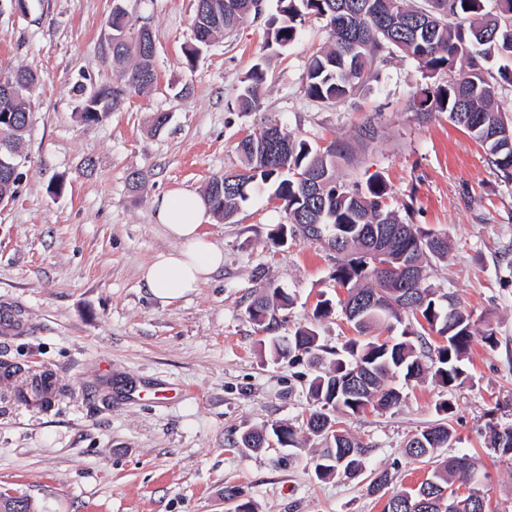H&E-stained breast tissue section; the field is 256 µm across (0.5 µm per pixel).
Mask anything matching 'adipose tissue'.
Masks as SVG:
<instances>
[{
	"mask_svg": "<svg viewBox=\"0 0 512 512\" xmlns=\"http://www.w3.org/2000/svg\"><path fill=\"white\" fill-rule=\"evenodd\" d=\"M155 218L173 238V249L157 253L142 270L151 295L171 303L194 292L224 265V250L202 231L209 208L196 192L177 189L157 198Z\"/></svg>",
	"mask_w": 512,
	"mask_h": 512,
	"instance_id": "obj_1",
	"label": "adipose tissue"
}]
</instances>
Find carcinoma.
<instances>
[{"label":"carcinoma","instance_id":"1","mask_svg":"<svg viewBox=\"0 0 512 512\" xmlns=\"http://www.w3.org/2000/svg\"><path fill=\"white\" fill-rule=\"evenodd\" d=\"M365 2L278 0L276 12L266 20V43L271 47L286 46L309 18L325 22L331 47L309 60L303 92L308 99L327 106L339 104L365 87L370 79L369 66L380 52H398L417 60L433 77L448 74L447 81L422 90L414 103L418 114H448L451 122L485 147L489 163L502 177L512 180V122L501 112L498 86L488 79L484 66L494 56H512V0H493L489 10L485 9L486 0H422L419 4L413 0H373L378 5L373 17L343 28L330 26L333 11L344 6L354 13L362 10ZM256 11V0H195L194 39L200 44L199 34L203 32L212 38L230 33L256 16ZM133 30L134 26H129L130 37L124 43L117 44L109 38L116 82L91 89L83 83L73 87L80 99L93 94L98 102L96 111L79 113L82 122H103L110 113L120 110L131 94L156 83L154 60ZM460 57L465 58L466 66L454 76L452 72ZM0 79L19 88V93L9 97L0 90V115L8 114L13 120L6 133H0L1 155L12 149L22 150L31 123L30 96L37 77L28 70L17 69L0 73ZM241 83L237 110L260 111L267 92L263 64L254 63ZM380 134L379 124L368 119L355 127L351 138L335 140L322 152L282 129L274 137L267 125L238 143L243 167L212 179L205 190L211 213L226 220L249 200L256 186H267L271 195L280 200L290 223L306 238L318 239L314 229L323 232L328 226L335 227L341 235L342 241L336 244L340 255L332 272L333 280L346 288L349 299L366 301L367 308L361 321L352 322L358 337L343 345L336 353L333 367L315 377L309 388L315 410L309 414L306 427L324 444L315 463L319 476L341 472L350 477L362 469L364 446L346 429L332 435L328 431L341 416H354L369 407L390 409L400 404L401 391L391 384L395 373H403L404 381L409 382L431 367L434 380L452 388L468 376V354L475 336L490 347L498 343L493 327H479L457 297L432 284L427 275L423 287L415 289L419 305L396 311L391 304L394 273L380 271L366 261L372 245L367 229H414V225L389 209L386 182L372 181L363 188L336 182V162L352 161V142L373 141ZM295 171L308 175L316 182V188L306 189L293 178ZM391 248L397 256L407 253V258L424 272L431 262L448 259L447 238L433 232L419 233L406 240L397 238ZM265 289L272 290L276 302L261 296L251 303L248 315L258 324L275 322L278 308L289 302L280 289L269 285ZM397 325L402 330L391 346L378 343L376 330L383 327L391 331ZM433 333L445 336L446 343L433 345ZM318 341L317 331L304 327L286 341L271 339L269 348L276 357L291 360L299 352L318 349ZM351 362L363 374L357 384L346 381ZM436 411L448 414L446 421L420 431L417 436L422 441L411 438L405 446V454L414 460H435L432 471L417 489L392 491L384 512H489L488 500L479 488L481 478L487 479L489 475L478 472L476 461L468 455L436 459L439 449L462 443L451 424V403L440 402ZM279 429L278 433L272 432L279 445L297 447L296 430L289 424H281ZM488 447L499 457L512 460V425L491 429ZM462 484L469 485L470 492L461 497L453 495V487ZM0 512H31V503L1 492Z\"/></svg>","mask_w":512,"mask_h":512}]
</instances>
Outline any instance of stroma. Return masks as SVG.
<instances>
[{
    "instance_id": "1",
    "label": "stroma",
    "mask_w": 512,
    "mask_h": 512,
    "mask_svg": "<svg viewBox=\"0 0 512 512\" xmlns=\"http://www.w3.org/2000/svg\"><path fill=\"white\" fill-rule=\"evenodd\" d=\"M123 5L152 32L157 81L86 125L72 88L115 80L105 26L113 0H27L23 11L0 0V72L25 67L38 78L20 185L0 207V308L24 324L0 337V362L48 371L57 388L47 409L0 399V490L27 496L36 512H236L242 502L253 512H382L373 473L388 471L394 489L425 480L431 463L411 461L404 445L438 422L435 405L448 398L463 439L452 451L482 459L491 507L512 512V463L485 446L491 426L512 423V181L447 115L412 111L433 78L418 61L384 53L363 90L328 108L302 92L311 56L329 43L322 20L272 48L264 19L247 20L189 67L195 0ZM257 62L267 94L261 111L246 115L235 101ZM157 112L170 116L159 130ZM367 118L382 133L356 145L339 181L382 179L391 208L447 235L448 259L429 267L430 280L489 322L498 344L474 342L469 376L453 389L430 377L396 379L398 407L344 420L368 448L362 472L319 477L321 442L302 426L309 385L355 334L342 311L346 292L331 278L335 253L298 232L274 245L287 216L263 190L231 222L204 225L224 249V267L192 294L155 299L141 270L174 245L155 221V199L177 188L204 192L239 170L243 136L271 121L322 150ZM135 171L146 176L137 193L128 186ZM267 281L293 299L268 327L247 313ZM325 298L333 313L314 320ZM309 326L321 358L279 360L265 345ZM285 423L297 428L298 455L240 442L244 432Z\"/></svg>"
}]
</instances>
